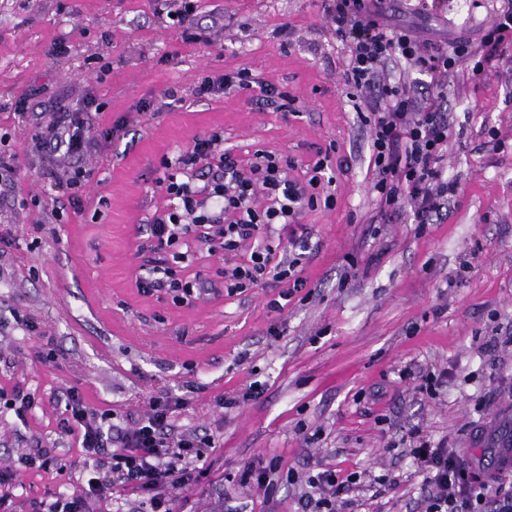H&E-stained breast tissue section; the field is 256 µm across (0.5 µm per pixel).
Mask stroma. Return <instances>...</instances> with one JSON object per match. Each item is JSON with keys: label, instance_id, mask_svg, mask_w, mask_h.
<instances>
[{"label": "stroma", "instance_id": "stroma-1", "mask_svg": "<svg viewBox=\"0 0 512 512\" xmlns=\"http://www.w3.org/2000/svg\"><path fill=\"white\" fill-rule=\"evenodd\" d=\"M402 21L427 22L480 49L512 0H384ZM170 0H0V512H44L83 489L77 436L61 437L59 395L78 388L113 430L150 398L185 399L175 423L210 437L208 473L177 491V512H295L306 474L327 466L362 482L342 512H418L422 475L401 439L416 428L450 446L512 417V68L448 76L444 176L457 185L446 219L416 228L410 212L376 223L369 131L342 79L347 48L321 0H200L198 41L183 40ZM248 69L294 98L277 112L257 89L208 99L206 76ZM44 87L38 97L32 86ZM95 97L102 108L85 157L95 171L81 211L55 215L38 178L69 162L33 147L34 114ZM27 101L29 116L17 113ZM153 103L141 111L143 102ZM122 129L112 139L102 130ZM220 133L240 163L255 150L292 157L303 177L329 150L331 207L316 203L272 238L304 239L307 290L283 310L271 281L227 294L223 250L200 251L180 275L202 283L189 301L142 292V268L172 258L148 226L168 205L159 182L194 136ZM503 146L492 150L490 135ZM278 335H269L270 326ZM447 371L439 393L422 375ZM258 393L241 394L250 384ZM31 400L26 417L13 405ZM42 454L46 464L26 467ZM279 459L297 473L272 498L240 482L245 464ZM389 475L392 489L370 487Z\"/></svg>", "mask_w": 512, "mask_h": 512}]
</instances>
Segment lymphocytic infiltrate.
I'll use <instances>...</instances> for the list:
<instances>
[{"mask_svg":"<svg viewBox=\"0 0 512 512\" xmlns=\"http://www.w3.org/2000/svg\"><path fill=\"white\" fill-rule=\"evenodd\" d=\"M324 17L335 27L337 37L349 50L344 72L350 100H372L373 106L362 122L370 132L371 185L379 197V218L388 222L411 209L417 224H434L446 218L456 183L445 180L440 163L448 144V75L461 59H473V76L483 75L500 58L501 46L512 43V13L494 17L482 43L485 52L473 57L467 41L452 48L418 40L406 28L383 23L377 6L365 0H322ZM417 67L426 77L414 84L388 75L390 63L398 61ZM100 106L87 99L75 110L52 116L39 125L35 146L47 156L64 153L71 165L67 178L56 177L53 168L40 172L53 188L66 196L69 205H78L81 190L93 178L83 157L90 147L86 133ZM215 136L194 138L181 159L184 168L207 171L201 188L168 176L165 189L169 208L150 226L160 244L179 245V226L193 224L201 233L198 246L210 245L206 226L224 227L223 248L237 250L240 243L274 224L297 223L304 207L313 205L314 191L324 180L326 160H317L307 180L289 178L290 160L263 150L252 155L249 173H242L229 154H215ZM265 196L269 204L257 210L254 201ZM297 242H289L287 256L277 247L259 242L247 263L232 273L233 289L258 285L272 278L290 281L293 291L305 288L298 266L302 261ZM67 417L64 436L76 435L89 460L109 455L107 470L89 478L83 494L52 496L48 512H91V505L111 498L114 489L131 491L152 512H175L162 491L191 485L202 474L209 443L196 434L177 431L174 415L182 408V398L168 396L150 400L149 412L138 424L117 434L105 431L77 388L61 396ZM409 453L424 475L425 494L420 512H512V481L500 477L480 478L447 439H431L410 430ZM358 482L356 474L341 475L322 468L306 479L307 492L298 501L296 512H340L345 493Z\"/></svg>","mask_w":512,"mask_h":512,"instance_id":"1","label":"lymphocytic infiltrate"}]
</instances>
